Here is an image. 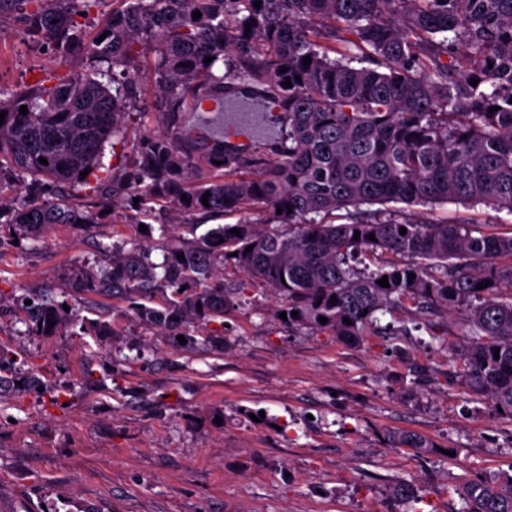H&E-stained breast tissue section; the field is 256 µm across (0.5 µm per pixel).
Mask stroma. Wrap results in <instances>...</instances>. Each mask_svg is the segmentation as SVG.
Instances as JSON below:
<instances>
[{"mask_svg":"<svg viewBox=\"0 0 512 512\" xmlns=\"http://www.w3.org/2000/svg\"><path fill=\"white\" fill-rule=\"evenodd\" d=\"M81 68L0 14L1 91ZM153 109L150 97L131 104L102 175L128 167ZM433 217L512 233V214L485 205ZM137 236L132 219L108 216L36 243L0 228V512H402L388 490L404 482L415 512H458L455 485L512 474V420L448 380L449 348L468 345L456 315L439 311L395 346L373 332L348 345L286 327L278 297L251 279L223 347H183L123 316L125 302L72 289V270L102 264V245ZM36 294L66 302L72 320L28 331L21 306ZM100 317L112 335L85 334ZM389 431L436 450L390 447Z\"/></svg>","mask_w":512,"mask_h":512,"instance_id":"obj_1","label":"stroma"}]
</instances>
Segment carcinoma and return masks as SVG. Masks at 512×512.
Here are the masks:
<instances>
[{
    "mask_svg": "<svg viewBox=\"0 0 512 512\" xmlns=\"http://www.w3.org/2000/svg\"><path fill=\"white\" fill-rule=\"evenodd\" d=\"M104 2L0 0L30 38L85 59L80 72L0 90V190L17 192L0 200V224L32 241L58 224L88 231L106 201L127 193L144 236L158 234L162 261L134 241L104 245L107 265L75 268L72 285L126 302L140 323L188 346L222 344L209 325L231 315L242 292L224 287L228 267L272 288L288 326L346 342L406 330L401 310H462L469 345L448 348L463 362L456 380L512 418V235L428 212L463 203L512 213V0H112L87 27ZM353 48L366 65L346 59ZM252 82L261 113L288 121L272 158L231 144L237 130L208 139L181 121L201 99ZM150 89L161 127L132 144L122 181L100 178L105 144L123 136L127 105ZM92 178L97 198L86 202L76 187ZM257 211L267 223L251 219ZM229 215L240 219L215 223ZM385 254L408 261H380ZM24 309L41 335L71 320L51 299ZM388 440L432 448L417 433ZM457 494L458 512H512L510 475L467 481Z\"/></svg>",
    "mask_w": 512,
    "mask_h": 512,
    "instance_id": "cac0c4a2",
    "label": "carcinoma"
}]
</instances>
